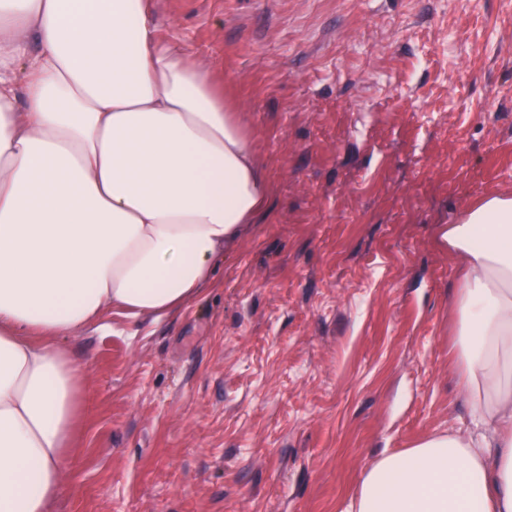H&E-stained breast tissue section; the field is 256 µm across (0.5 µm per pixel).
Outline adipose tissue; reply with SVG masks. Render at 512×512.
Returning a JSON list of instances; mask_svg holds the SVG:
<instances>
[{
    "mask_svg": "<svg viewBox=\"0 0 512 512\" xmlns=\"http://www.w3.org/2000/svg\"><path fill=\"white\" fill-rule=\"evenodd\" d=\"M152 7L0 0V512H51L76 462L88 388L70 340L110 310L176 314L270 209L223 77L161 37ZM438 236L460 262L471 412L377 458L348 512H512V195Z\"/></svg>",
    "mask_w": 512,
    "mask_h": 512,
    "instance_id": "obj_1",
    "label": "adipose tissue"
}]
</instances>
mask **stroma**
Masks as SVG:
<instances>
[{
    "instance_id": "1",
    "label": "stroma",
    "mask_w": 512,
    "mask_h": 512,
    "mask_svg": "<svg viewBox=\"0 0 512 512\" xmlns=\"http://www.w3.org/2000/svg\"><path fill=\"white\" fill-rule=\"evenodd\" d=\"M276 193L205 292L70 343L89 425L52 512H344L461 426L437 231L512 195V0H158Z\"/></svg>"
}]
</instances>
